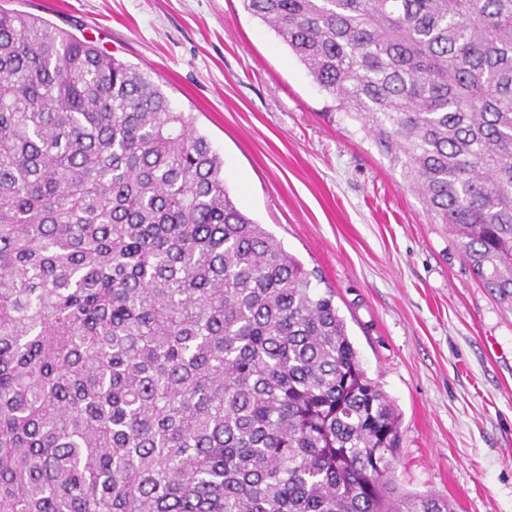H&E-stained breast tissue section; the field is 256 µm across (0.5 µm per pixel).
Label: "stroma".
<instances>
[{
	"label": "stroma",
	"mask_w": 512,
	"mask_h": 512,
	"mask_svg": "<svg viewBox=\"0 0 512 512\" xmlns=\"http://www.w3.org/2000/svg\"><path fill=\"white\" fill-rule=\"evenodd\" d=\"M147 73L224 159L238 207L336 292L401 414L394 477L454 512H512V311L241 0H0Z\"/></svg>",
	"instance_id": "35a3bbf8"
}]
</instances>
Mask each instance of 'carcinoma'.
<instances>
[{"label":"carcinoma","mask_w":512,"mask_h":512,"mask_svg":"<svg viewBox=\"0 0 512 512\" xmlns=\"http://www.w3.org/2000/svg\"><path fill=\"white\" fill-rule=\"evenodd\" d=\"M512 308V0H242ZM160 85L0 10V512H453Z\"/></svg>","instance_id":"1"}]
</instances>
